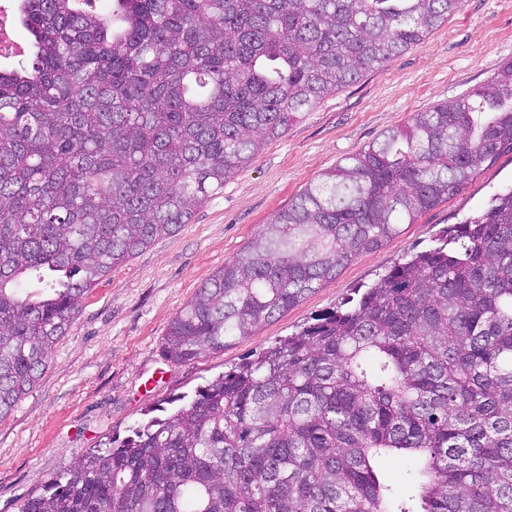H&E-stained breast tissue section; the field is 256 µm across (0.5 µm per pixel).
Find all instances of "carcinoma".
<instances>
[{
    "instance_id": "cac0c4a2",
    "label": "carcinoma",
    "mask_w": 512,
    "mask_h": 512,
    "mask_svg": "<svg viewBox=\"0 0 512 512\" xmlns=\"http://www.w3.org/2000/svg\"><path fill=\"white\" fill-rule=\"evenodd\" d=\"M18 2L36 51L0 68L1 418L96 281L463 0ZM508 153L512 61L276 211L170 321L163 357L254 335ZM390 455L400 489L377 468ZM20 512H512V189L351 308L107 437Z\"/></svg>"
}]
</instances>
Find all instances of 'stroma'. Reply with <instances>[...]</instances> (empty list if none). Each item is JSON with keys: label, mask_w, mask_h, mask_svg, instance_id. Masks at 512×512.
<instances>
[{"label": "stroma", "mask_w": 512, "mask_h": 512, "mask_svg": "<svg viewBox=\"0 0 512 512\" xmlns=\"http://www.w3.org/2000/svg\"><path fill=\"white\" fill-rule=\"evenodd\" d=\"M510 61L512 0H464L424 41L297 115L187 224L100 279L36 385L0 420V512H20L41 479L73 466L103 437L124 434L146 408L192 391L339 307L354 288L512 188V154H506L257 334L188 364L161 356L172 318L272 213L346 156L414 113L453 102Z\"/></svg>", "instance_id": "obj_1"}]
</instances>
